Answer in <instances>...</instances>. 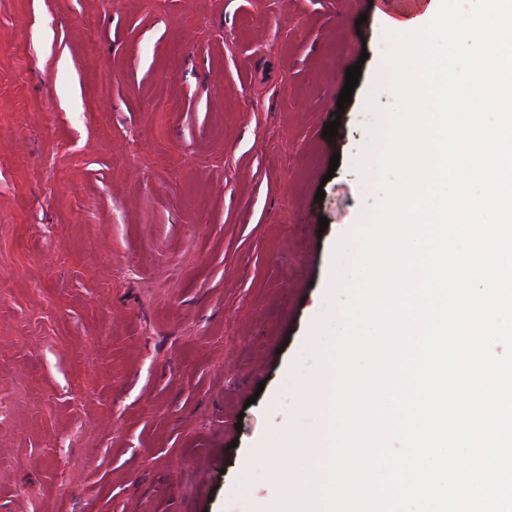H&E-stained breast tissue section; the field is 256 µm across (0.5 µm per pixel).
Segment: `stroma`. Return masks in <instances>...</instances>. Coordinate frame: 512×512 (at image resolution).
I'll return each mask as SVG.
<instances>
[{"label":"stroma","mask_w":512,"mask_h":512,"mask_svg":"<svg viewBox=\"0 0 512 512\" xmlns=\"http://www.w3.org/2000/svg\"><path fill=\"white\" fill-rule=\"evenodd\" d=\"M385 31L380 0H0V512L274 496L381 197Z\"/></svg>","instance_id":"35a3bbf8"}]
</instances>
